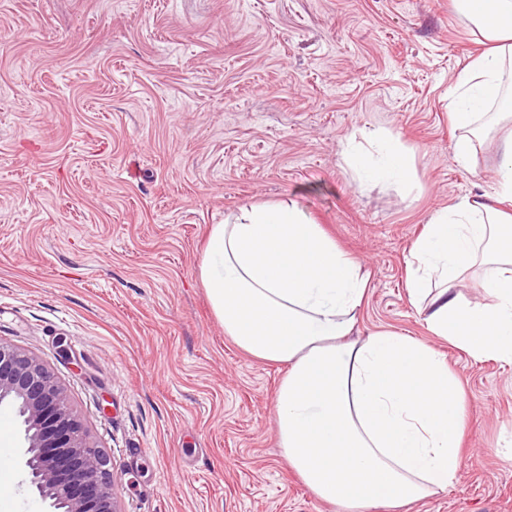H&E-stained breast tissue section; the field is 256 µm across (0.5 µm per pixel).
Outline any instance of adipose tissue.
<instances>
[{
    "label": "adipose tissue",
    "mask_w": 512,
    "mask_h": 512,
    "mask_svg": "<svg viewBox=\"0 0 512 512\" xmlns=\"http://www.w3.org/2000/svg\"><path fill=\"white\" fill-rule=\"evenodd\" d=\"M489 51L460 76L449 118L465 135L500 126L497 205L466 199L435 214L407 262L410 296L434 336L472 358L512 361V0H456ZM367 180L405 179L392 139L351 158ZM484 267L487 301L457 290L465 268ZM199 277L224 334L248 355L285 366L276 396L278 444L319 500L339 512H404L447 492L471 426L445 357L411 336H356L368 288L360 264L288 204L251 205L211 225Z\"/></svg>",
    "instance_id": "1"
}]
</instances>
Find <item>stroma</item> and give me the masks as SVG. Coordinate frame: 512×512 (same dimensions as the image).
<instances>
[{"label":"stroma","mask_w":512,"mask_h":512,"mask_svg":"<svg viewBox=\"0 0 512 512\" xmlns=\"http://www.w3.org/2000/svg\"><path fill=\"white\" fill-rule=\"evenodd\" d=\"M480 46L454 0H0V343L37 357L113 463L119 512H333L289 468L285 368L224 335L199 280L210 225L288 201L369 276L360 336L430 339L410 244L494 194L448 119ZM403 147L404 183L346 149ZM471 431L408 512H512V362L440 343ZM0 512H44L24 483Z\"/></svg>","instance_id":"obj_1"}]
</instances>
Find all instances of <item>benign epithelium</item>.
Returning <instances> with one entry per match:
<instances>
[{
    "mask_svg": "<svg viewBox=\"0 0 512 512\" xmlns=\"http://www.w3.org/2000/svg\"><path fill=\"white\" fill-rule=\"evenodd\" d=\"M24 425L20 464L51 512H118L110 458L88 441L54 374L36 358L0 343V405Z\"/></svg>",
    "mask_w": 512,
    "mask_h": 512,
    "instance_id": "7a95c632",
    "label": "benign epithelium"
}]
</instances>
